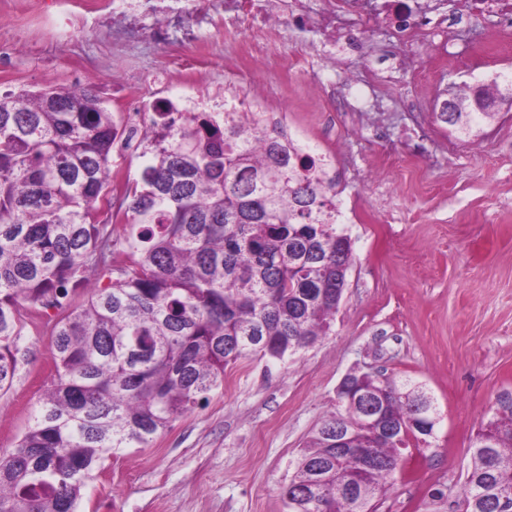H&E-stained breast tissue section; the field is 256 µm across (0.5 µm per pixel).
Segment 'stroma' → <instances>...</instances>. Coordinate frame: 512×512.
<instances>
[{"label": "stroma", "instance_id": "35a3bbf8", "mask_svg": "<svg viewBox=\"0 0 512 512\" xmlns=\"http://www.w3.org/2000/svg\"><path fill=\"white\" fill-rule=\"evenodd\" d=\"M43 9L44 0H0V94L81 84L116 113L228 81L259 83L297 136L331 157L355 255L327 336L281 361L229 365L203 407L147 447L108 456L78 512H288L281 490L292 463L355 371L411 379L437 412L433 434L405 450L380 512H461L476 432L498 396L512 393V99L497 97L495 119L470 136L434 114L461 85L512 74V41L489 15L458 17L455 0H443L406 71L381 61L393 41L388 7L362 18L353 49L292 26L258 57L217 23L204 35L208 73L196 81L170 62L179 46L132 50L108 30L64 44L38 22ZM370 72L382 82L352 85ZM347 96L374 111H347ZM19 348L0 396V457L53 371L44 323L28 326Z\"/></svg>", "mask_w": 512, "mask_h": 512}]
</instances>
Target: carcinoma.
Here are the masks:
<instances>
[{
	"instance_id": "1",
	"label": "carcinoma",
	"mask_w": 512,
	"mask_h": 512,
	"mask_svg": "<svg viewBox=\"0 0 512 512\" xmlns=\"http://www.w3.org/2000/svg\"><path fill=\"white\" fill-rule=\"evenodd\" d=\"M443 103L436 118L468 135L491 119L492 102ZM153 135L138 177L112 200V152L123 132L95 94L69 87L0 95V394L14 381L28 320L48 315L54 373L15 450L0 457V512H76L105 455L145 447L224 386L241 358L282 360L326 335L352 262L338 230L329 159L254 117L220 130L196 115ZM123 214V236L110 221ZM121 246L127 264L112 268ZM109 273L100 287L95 276ZM88 290L72 308L70 287ZM398 427L417 416L418 386L377 383ZM322 421L283 490L288 512H378L404 440L360 431L353 447L378 465L333 454L329 431L355 429L348 408ZM481 426L461 486L463 512L512 494V395ZM495 444L481 447L484 429ZM327 464L328 486L305 498ZM363 472L368 493L336 485Z\"/></svg>"
}]
</instances>
